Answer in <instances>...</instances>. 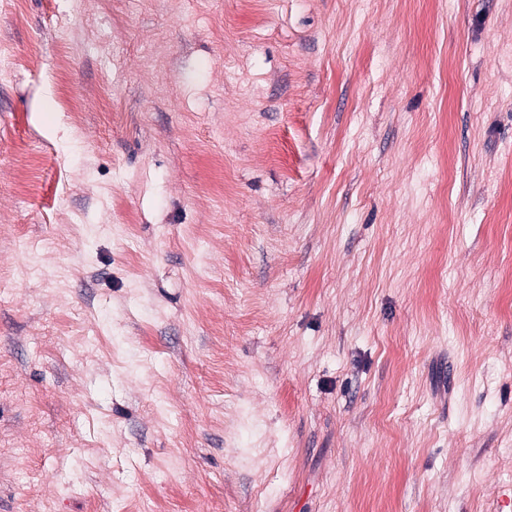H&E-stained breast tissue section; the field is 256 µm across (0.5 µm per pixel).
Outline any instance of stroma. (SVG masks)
I'll list each match as a JSON object with an SVG mask.
<instances>
[{
	"label": "stroma",
	"mask_w": 512,
	"mask_h": 512,
	"mask_svg": "<svg viewBox=\"0 0 512 512\" xmlns=\"http://www.w3.org/2000/svg\"><path fill=\"white\" fill-rule=\"evenodd\" d=\"M0 512H512V0H0Z\"/></svg>",
	"instance_id": "1"
}]
</instances>
